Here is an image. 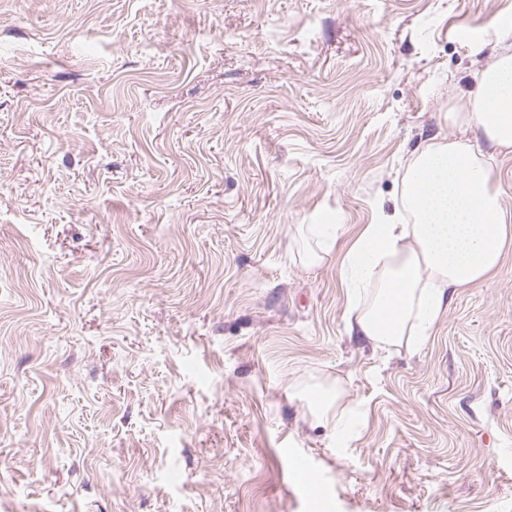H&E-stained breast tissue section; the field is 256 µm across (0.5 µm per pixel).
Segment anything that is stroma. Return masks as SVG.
Returning a JSON list of instances; mask_svg holds the SVG:
<instances>
[{
	"mask_svg": "<svg viewBox=\"0 0 512 512\" xmlns=\"http://www.w3.org/2000/svg\"><path fill=\"white\" fill-rule=\"evenodd\" d=\"M496 18L0 0V512H512V243L419 345L350 335L340 278ZM321 239L317 241L318 250L312 249L307 254V263L311 266L317 264L321 259V252L324 248H330L340 235L341 227L337 224H307Z\"/></svg>",
	"mask_w": 512,
	"mask_h": 512,
	"instance_id": "stroma-1",
	"label": "stroma"
}]
</instances>
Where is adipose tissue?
<instances>
[{
	"label": "adipose tissue",
	"mask_w": 512,
	"mask_h": 512,
	"mask_svg": "<svg viewBox=\"0 0 512 512\" xmlns=\"http://www.w3.org/2000/svg\"><path fill=\"white\" fill-rule=\"evenodd\" d=\"M494 28L477 94L450 115L460 139L431 141L413 155L399 209L366 225L343 258L349 292L371 293L350 331L375 346L426 338L457 289L485 283L500 269L512 211L493 186L483 147L512 152V22Z\"/></svg>",
	"instance_id": "obj_1"
}]
</instances>
